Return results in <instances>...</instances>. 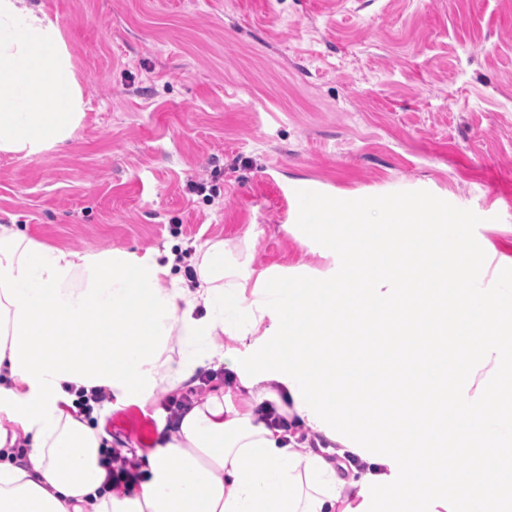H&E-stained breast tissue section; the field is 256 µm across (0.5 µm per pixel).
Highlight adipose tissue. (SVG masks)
<instances>
[{
    "mask_svg": "<svg viewBox=\"0 0 512 512\" xmlns=\"http://www.w3.org/2000/svg\"><path fill=\"white\" fill-rule=\"evenodd\" d=\"M87 102L60 28L24 0H0V154L43 155L75 139ZM415 221L379 224L319 206L299 225L324 260L250 268L224 240L197 245L193 284L178 255L44 246L0 224V512H512V256L474 249L433 202ZM391 357L412 347L397 398L381 409L336 325L368 335L380 318ZM224 366L248 410L223 390L195 400L143 462L134 495L106 488L105 435L79 414L72 384L120 401L182 388ZM365 468L342 477L294 450L266 406ZM26 452L7 457L17 436ZM404 442L426 471L392 455Z\"/></svg>",
    "mask_w": 512,
    "mask_h": 512,
    "instance_id": "1",
    "label": "adipose tissue"
}]
</instances>
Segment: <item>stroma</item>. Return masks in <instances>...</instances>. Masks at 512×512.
I'll return each instance as SVG.
<instances>
[{
	"instance_id": "1",
	"label": "stroma",
	"mask_w": 512,
	"mask_h": 512,
	"mask_svg": "<svg viewBox=\"0 0 512 512\" xmlns=\"http://www.w3.org/2000/svg\"><path fill=\"white\" fill-rule=\"evenodd\" d=\"M75 57L76 140L0 154V224L47 247L190 248L253 269L322 258L289 192L376 208L438 202L512 254V0H35ZM206 195L190 191L198 179ZM108 400L112 448L148 456L168 400Z\"/></svg>"
}]
</instances>
